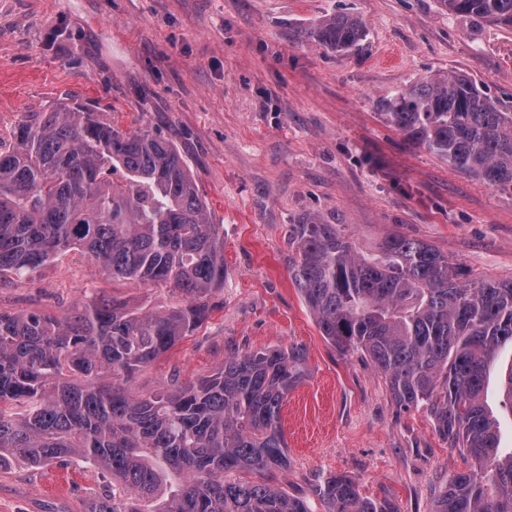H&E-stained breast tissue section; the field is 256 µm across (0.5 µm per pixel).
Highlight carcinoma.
<instances>
[{"mask_svg": "<svg viewBox=\"0 0 512 512\" xmlns=\"http://www.w3.org/2000/svg\"><path fill=\"white\" fill-rule=\"evenodd\" d=\"M439 3L512 28V0ZM365 35L362 19L343 12L296 40L349 52ZM384 108L408 142L512 193V112L468 77L414 84ZM72 249L114 280L169 287L178 302L135 313L90 293L63 321L0 310V468L88 460L112 485L90 512H147L143 502L153 512H313L309 498L264 479H224L288 465L281 409L308 376L302 347L237 352L210 375L148 396L131 387L201 326L224 287V227L172 144L83 106L18 126L0 151V278ZM288 274L326 342L369 358L394 403L426 408L438 436L471 460L435 512H512V452L501 453L484 401L512 344V281H462L447 256L401 234L364 253L319 214L288 225ZM312 494L324 512H395L344 473Z\"/></svg>", "mask_w": 512, "mask_h": 512, "instance_id": "cac0c4a2", "label": "carcinoma"}]
</instances>
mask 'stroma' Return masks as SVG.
<instances>
[{
	"mask_svg": "<svg viewBox=\"0 0 512 512\" xmlns=\"http://www.w3.org/2000/svg\"><path fill=\"white\" fill-rule=\"evenodd\" d=\"M337 12L364 21L358 51L296 41ZM451 71L512 109V28L438 0H0V130L81 104L165 138L224 227L217 308L137 373L134 391L209 375L235 352L303 346L309 376L281 410L289 463L270 482L305 495L345 472L397 512H433L464 463L425 409L395 405L368 358L321 336L288 275V226L318 213L360 250L399 233L469 278L511 281L512 195L409 144L381 114L398 92ZM91 288L132 312L176 299L113 281L78 249L1 278L0 309L64 319ZM105 485L89 463H15L0 469V512H84Z\"/></svg>",
	"mask_w": 512,
	"mask_h": 512,
	"instance_id": "obj_1",
	"label": "stroma"
}]
</instances>
